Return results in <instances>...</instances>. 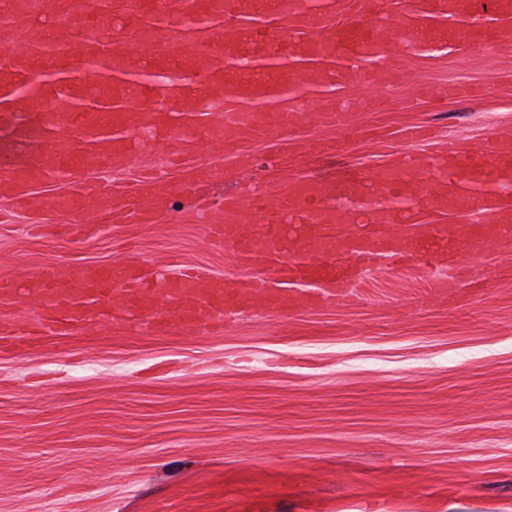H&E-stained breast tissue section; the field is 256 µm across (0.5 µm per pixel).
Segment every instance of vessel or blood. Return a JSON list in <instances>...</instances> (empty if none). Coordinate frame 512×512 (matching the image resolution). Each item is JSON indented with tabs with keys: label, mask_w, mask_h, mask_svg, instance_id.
I'll return each instance as SVG.
<instances>
[{
	"label": "vessel or blood",
	"mask_w": 512,
	"mask_h": 512,
	"mask_svg": "<svg viewBox=\"0 0 512 512\" xmlns=\"http://www.w3.org/2000/svg\"><path fill=\"white\" fill-rule=\"evenodd\" d=\"M24 0L26 23L0 51V204L58 217V232L80 237L95 224L143 218L166 198H188L194 184L160 182L155 154L182 160L199 143L223 154L231 133L277 137L302 121L336 127L349 111H371L377 98L354 94L322 99L316 111L289 107L287 75L320 73L325 85L389 83L401 75L376 63L396 52L422 51L435 25L464 28L471 43L499 48L512 29V0H365L344 28L330 19L340 0ZM193 26H183L185 17ZM122 36L105 43L102 34ZM279 58L280 68L241 66L245 44ZM187 65L186 82L155 87L132 74L161 64ZM43 81V97L104 99L103 112L69 107L42 110L39 100L16 112L5 103L17 86ZM278 100L266 117L246 101ZM134 169L123 191L92 183L93 170ZM61 183L65 194L45 200L41 187ZM258 216L246 224L242 212ZM475 215L472 224H448L442 215ZM234 255L240 274L223 278L169 257L152 274L129 262L110 266L65 263L0 280V304L24 314L0 321V345L22 348L75 335L121 312L139 320L153 312L157 333L191 335L224 329L225 305L259 294L263 307L284 309L277 288L256 290L262 276L281 284L310 282L345 303L354 299L360 270L389 260L417 272L434 263L469 269L479 246H512V132H494L480 146L451 139L444 154L398 156L368 179L351 164L283 177L224 199V215L209 227Z\"/></svg>",
	"instance_id": "vessel-or-blood-1"
}]
</instances>
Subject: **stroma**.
Segmentation results:
<instances>
[{
  "label": "stroma",
  "mask_w": 512,
  "mask_h": 512,
  "mask_svg": "<svg viewBox=\"0 0 512 512\" xmlns=\"http://www.w3.org/2000/svg\"><path fill=\"white\" fill-rule=\"evenodd\" d=\"M405 67L411 80L379 91L385 109L289 129L287 167L271 165L270 138L243 160L225 151L232 175L212 193L317 170L300 154L310 138L369 173L421 152L411 125L433 129L436 153L512 129V43L435 47ZM450 83L493 91L436 101ZM185 208L172 198L153 222L82 239L35 235L51 214H15L0 223V278L132 253L237 274ZM453 275L370 266L350 306L307 304L295 286L285 311L227 310L220 334L116 319L0 350V512H512V250L479 249L472 278L435 287Z\"/></svg>",
  "instance_id": "obj_1"
}]
</instances>
